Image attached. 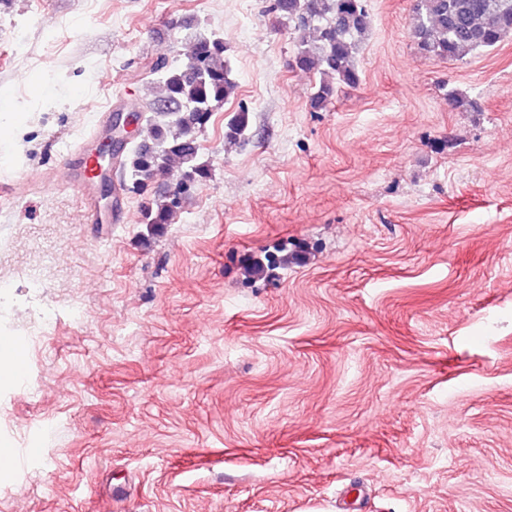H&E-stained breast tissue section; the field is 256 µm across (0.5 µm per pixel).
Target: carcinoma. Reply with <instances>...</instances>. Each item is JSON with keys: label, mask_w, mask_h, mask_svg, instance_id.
<instances>
[{"label": "carcinoma", "mask_w": 512, "mask_h": 512, "mask_svg": "<svg viewBox=\"0 0 512 512\" xmlns=\"http://www.w3.org/2000/svg\"><path fill=\"white\" fill-rule=\"evenodd\" d=\"M273 10L292 26L291 68L321 76L309 97L313 111L325 110L338 90L360 85L356 54L369 29L365 0H274ZM412 12V38L433 61H459L512 35V0H413ZM226 51L222 38L197 33L185 61L158 59L150 74L160 94L138 114L139 142L115 154L125 178L140 191L178 169L175 191L144 210L143 223L154 228L171 223L182 195L211 175L198 133L237 88ZM446 96L452 111L479 110L456 89ZM248 127L249 109L242 106L226 124L225 141L240 144Z\"/></svg>", "instance_id": "carcinoma-1"}]
</instances>
